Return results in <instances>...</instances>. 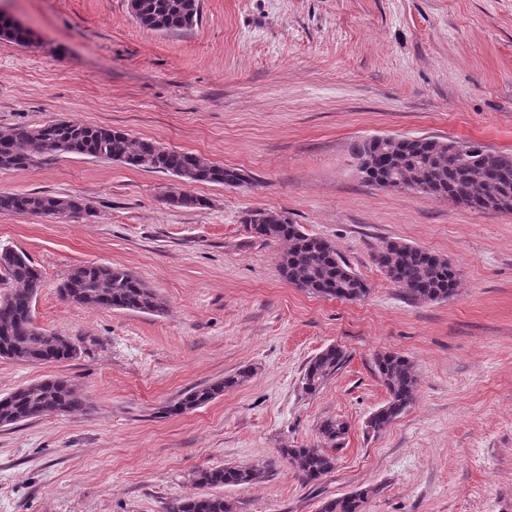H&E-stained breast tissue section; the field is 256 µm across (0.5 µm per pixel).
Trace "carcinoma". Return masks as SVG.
Masks as SVG:
<instances>
[{"label": "carcinoma", "mask_w": 512, "mask_h": 512, "mask_svg": "<svg viewBox=\"0 0 512 512\" xmlns=\"http://www.w3.org/2000/svg\"><path fill=\"white\" fill-rule=\"evenodd\" d=\"M139 26L155 32L177 33L193 29L200 21L199 0H137L128 7ZM0 37L28 47L33 33L0 20ZM87 156L143 171L175 178L178 187L167 202L176 208L194 209L208 201L188 191L201 183L236 187L248 182L245 171L217 165L201 155L171 150L147 139H133L110 127L76 121H54L38 126L0 131V169H20L61 155ZM363 160L362 171L369 184L398 180L405 189L425 187L437 199L452 198L457 205L473 210L512 211V152H493L481 143L470 142L463 149L433 137L371 138L355 149ZM89 211L87 202L76 196L0 191V213L54 216ZM242 223L263 241L282 242L287 249L280 256V271L291 284L312 294L354 301L369 293L366 282L348 265L327 240L305 231L282 212L265 209L247 211ZM376 261L387 278L409 297L418 301H445L456 291V269L448 259L405 242L386 243ZM0 273L12 283V290L0 296V357L32 363H57L71 358L75 348L66 339L40 335L32 318V303L43 286L41 271L24 254L14 250L0 254ZM60 293L68 302L90 308L159 313L162 298L130 271L112 265L88 264L73 268ZM346 362L345 351L332 345L312 357L302 377V388L316 393ZM378 377L388 393L386 403L368 419L367 427L379 432L389 426L413 403L416 378L410 361L397 353L375 357ZM249 368L214 383L183 392L166 412L180 414L204 406L250 378ZM88 398L63 378L45 379L20 387L0 397V421L9 425L52 414L82 411ZM347 432V424L328 418L319 428V438L336 443ZM280 456L302 482L314 483L334 470L336 458L318 445L281 448ZM273 475L266 465H225L196 472V484L211 489L257 484ZM369 491L358 490L324 501L319 512H365ZM165 512H235L222 494H200L174 498Z\"/></svg>", "instance_id": "1"}]
</instances>
